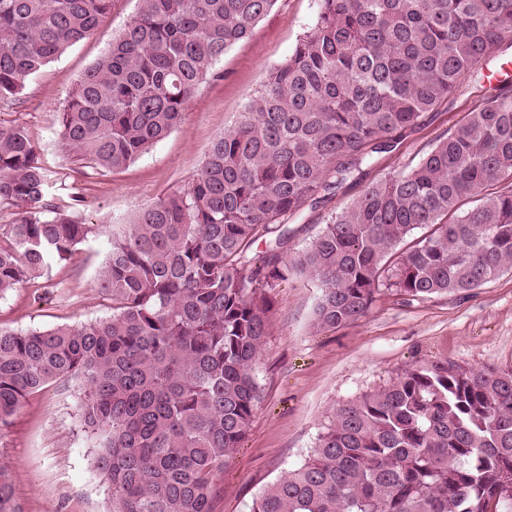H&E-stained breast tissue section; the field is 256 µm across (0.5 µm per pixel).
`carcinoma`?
I'll return each instance as SVG.
<instances>
[{
    "mask_svg": "<svg viewBox=\"0 0 512 512\" xmlns=\"http://www.w3.org/2000/svg\"><path fill=\"white\" fill-rule=\"evenodd\" d=\"M276 0H138L58 121L77 160L119 172L182 124L215 63ZM112 0H0V101L91 36ZM512 46V0H318L314 26L215 138L184 188L121 224L81 197L47 200L54 171L21 125L0 126V297L106 236L108 318L0 328V426L29 396L82 381L81 425L112 512H212L217 477L257 403L270 290L320 283L313 328L365 317L381 288L467 294L512 271V83L474 97L420 161L369 187L285 260L288 223L336 193ZM428 231L399 256V243ZM269 244L256 263L249 252ZM0 512H25L0 467ZM251 512H512V366L418 361L336 408L300 466Z\"/></svg>",
    "mask_w": 512,
    "mask_h": 512,
    "instance_id": "carcinoma-1",
    "label": "carcinoma"
}]
</instances>
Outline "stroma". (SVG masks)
I'll use <instances>...</instances> for the list:
<instances>
[{"instance_id":"obj_1","label":"stroma","mask_w":512,"mask_h":512,"mask_svg":"<svg viewBox=\"0 0 512 512\" xmlns=\"http://www.w3.org/2000/svg\"><path fill=\"white\" fill-rule=\"evenodd\" d=\"M138 0H112V9L89 39L70 47L26 83L19 100L0 102V124L26 128L44 164L59 174L51 200L79 196L88 224L121 219L186 187L202 166L212 141L263 89L268 74L292 53L317 15L316 0H277L253 36L233 45L215 65L220 79L198 87L182 125L118 173L74 163L62 147L58 114L86 69L135 16ZM472 100L460 88L437 112L391 151L374 155L359 179L336 194L304 205L284 249L295 256L308 247L328 218L340 213L377 181L416 163L461 121ZM104 251L94 241L79 245L66 264L0 298V328L16 331L76 325L111 315L97 286ZM319 296L311 277H290L272 292L256 379L260 400L253 422L218 482L213 512H250L264 487L301 464L315 447L334 408L385 385L418 361H453L472 368L512 366V272L466 295L412 300L381 290L364 318L315 333ZM80 383L59 380L28 398L12 423L0 428V466L12 474L25 512H112L108 484L79 418Z\"/></svg>"}]
</instances>
